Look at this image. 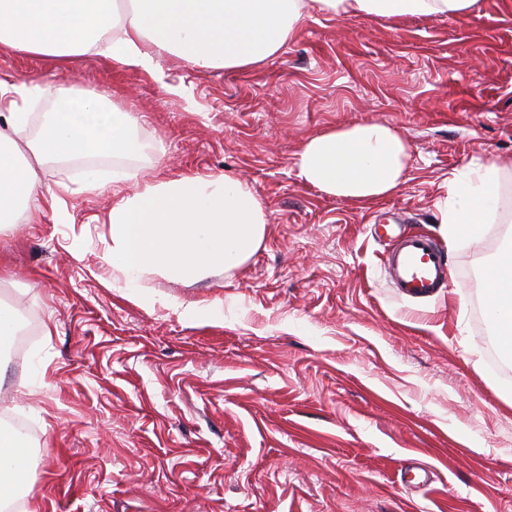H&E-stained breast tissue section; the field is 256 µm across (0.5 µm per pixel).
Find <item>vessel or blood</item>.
Returning a JSON list of instances; mask_svg holds the SVG:
<instances>
[{"mask_svg":"<svg viewBox=\"0 0 512 512\" xmlns=\"http://www.w3.org/2000/svg\"><path fill=\"white\" fill-rule=\"evenodd\" d=\"M390 241L385 264L402 294L425 297L447 287L448 257L436 240L402 229Z\"/></svg>","mask_w":512,"mask_h":512,"instance_id":"b4317fda","label":"vessel or blood"}]
</instances>
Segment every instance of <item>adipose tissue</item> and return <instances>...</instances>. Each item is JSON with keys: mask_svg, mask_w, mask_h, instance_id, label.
Here are the masks:
<instances>
[{"mask_svg": "<svg viewBox=\"0 0 512 512\" xmlns=\"http://www.w3.org/2000/svg\"><path fill=\"white\" fill-rule=\"evenodd\" d=\"M474 0H0V46L63 58L93 54L154 72L172 56L200 68L242 69L263 63L294 36L309 8L341 18L457 16ZM137 119L106 110L95 96L59 95L38 145L37 159L79 151L138 152ZM411 159L407 140L385 123L335 127L306 140L295 155L299 178L323 194L355 204L395 193ZM501 169L468 164L448 174L440 232L448 240L479 238L496 212ZM66 183L40 189L0 132V226L36 198L67 209ZM112 246L105 258L127 280L145 275L193 282L243 265L261 245L268 217L245 183L228 175H181L144 182L112 207ZM486 310L503 348L512 352V262H496L483 279Z\"/></svg>", "mask_w": 512, "mask_h": 512, "instance_id": "obj_1", "label": "adipose tissue"}]
</instances>
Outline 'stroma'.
I'll list each match as a JSON object with an SVG mask.
<instances>
[{
	"label": "stroma",
	"instance_id": "stroma-1",
	"mask_svg": "<svg viewBox=\"0 0 512 512\" xmlns=\"http://www.w3.org/2000/svg\"><path fill=\"white\" fill-rule=\"evenodd\" d=\"M0 73L136 113L144 146L37 160L47 94L11 135L42 187L73 189L68 223L48 209L0 231V290L37 324L23 367L0 356V413L39 433L23 512H512V372L481 287L512 223L448 245V286L422 301L392 288L375 232L405 211L438 236L448 173L471 162L499 165L512 212V0L459 17L315 11L244 70L0 50ZM372 121L411 147L397 192L357 206L298 178L306 140ZM89 170L103 189L82 191ZM187 172L252 188L261 247L228 272L127 287L104 259L113 205Z\"/></svg>",
	"mask_w": 512,
	"mask_h": 512
}]
</instances>
